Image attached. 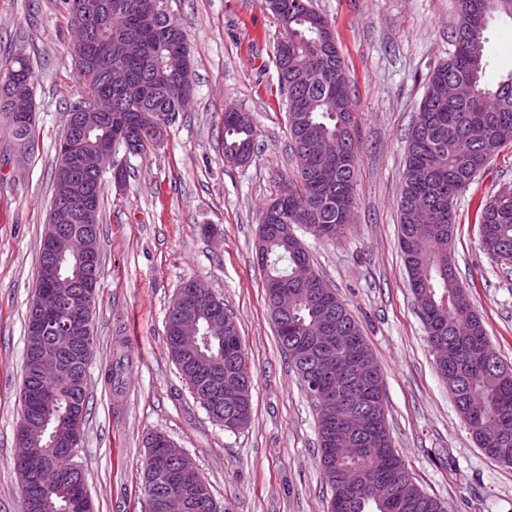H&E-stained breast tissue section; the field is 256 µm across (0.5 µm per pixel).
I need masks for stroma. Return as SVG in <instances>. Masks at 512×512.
<instances>
[{"mask_svg": "<svg viewBox=\"0 0 512 512\" xmlns=\"http://www.w3.org/2000/svg\"><path fill=\"white\" fill-rule=\"evenodd\" d=\"M333 24L360 142L353 222L333 241L304 235L312 268L360 324L383 372L394 447L447 512H512V467L477 447L442 381L398 245L406 140L431 72L454 50L457 0H312ZM192 50L195 97L162 146L130 158L123 190L104 168L102 275L88 367L87 416L72 461L95 512H145L150 433L198 464L222 512H328L313 401L283 353L255 255L262 209L292 176L275 47L282 30L261 0H168ZM65 0H0V68L25 45L35 73L30 143L0 118V512H22L14 467L22 416L25 321L48 222L55 144L74 88ZM487 82L512 70V20L486 32ZM250 113L257 149L225 163L224 111ZM512 189V144L456 200L455 265L501 359L512 365V263L484 251L479 200ZM201 277L235 317L254 382L236 432L192 397L167 346L165 316L181 283ZM129 362L121 394L104 375Z\"/></svg>", "mask_w": 512, "mask_h": 512, "instance_id": "35a3bbf8", "label": "stroma"}]
</instances>
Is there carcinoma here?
<instances>
[{
    "label": "carcinoma",
    "mask_w": 512,
    "mask_h": 512,
    "mask_svg": "<svg viewBox=\"0 0 512 512\" xmlns=\"http://www.w3.org/2000/svg\"><path fill=\"white\" fill-rule=\"evenodd\" d=\"M127 16L125 32L115 35L103 27L97 40L111 46L110 54L99 60L94 70L77 69L76 91L67 115L81 109L89 94L112 97V112L102 116L84 139L88 147L99 139L115 135L113 117L125 118L123 138L117 141L112 161L127 160L130 150L144 152L156 137L155 125L163 116L170 124L183 111L184 88L194 85L187 38L171 18L167 0H111ZM284 7L272 10L282 27L283 41L276 46L278 87L285 97L291 147L309 151V170L297 171L282 193L277 223L280 230L267 235L264 254L257 257L266 271L265 282L288 288L293 307L282 321H273L282 350L297 371L312 367L317 359L308 346L318 335L320 311L310 291L292 279V270L310 266L302 241L295 234L297 224L318 237L334 238L341 226L353 218L358 171L356 118L351 92L336 84V68L344 66L338 47L322 46V29L333 30L331 22L306 8L310 0H281ZM495 17L512 20V0H458V21L453 31L455 50L428 78L426 93L418 108L417 120L407 145V161L399 200V245L417 308L427 317L424 322L429 347L448 346V362L437 363L448 384L455 407L472 434L480 422L500 426L508 419V430L492 439L491 459L512 466V368L498 355L500 363H481L476 351L490 345L482 319L473 311L456 266H448L453 248L454 201L491 158L512 144V72L494 86L485 81L487 68L485 32ZM75 33L73 54L90 52L91 36L69 20ZM119 64L126 68L129 85L114 86L108 70ZM12 76L28 86L34 97V71L30 59L19 52L0 78ZM255 128L247 112H224V156L250 154L254 150ZM323 153L346 154L352 163L336 169V183L327 187L318 178L319 157ZM421 199L429 201L434 223L417 224L415 211ZM481 226V246L487 253L512 262V197L497 194L477 208ZM219 316H227L234 343L221 351L217 338L199 342L193 356H173L180 374L197 401L225 378L248 375L247 354L241 343L234 316L224 301L212 297ZM338 329L348 336H363L359 323L349 310L332 297ZM41 349L54 356L61 367L79 378L92 354L59 347L52 336L43 338ZM339 371L336 385L349 380L350 354L336 353ZM124 360H115L107 372V383L121 389ZM44 382L33 371V357L26 353L20 396ZM377 410L383 442L374 443L368 431L357 437L373 451L357 457L340 454L342 443L354 428L350 412L340 407L339 422H330L317 412L320 461L332 497L330 512H445L443 504L420 489L404 460L394 449L386 420L384 391L372 398ZM86 409V395L69 386L55 399L23 404L20 435L29 458L37 465L33 485L23 493L28 512H87L93 510L84 488V479L68 478L69 458L65 449L82 438L83 424L74 420L72 409ZM144 493L155 498V512H172L166 498L168 475L158 464L143 460ZM83 509H78V506Z\"/></svg>",
    "instance_id": "1"
}]
</instances>
